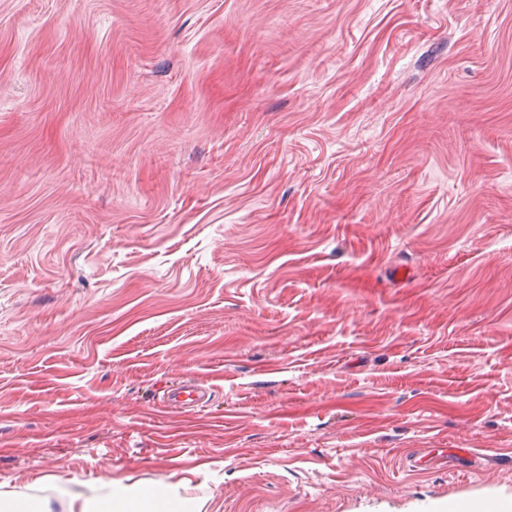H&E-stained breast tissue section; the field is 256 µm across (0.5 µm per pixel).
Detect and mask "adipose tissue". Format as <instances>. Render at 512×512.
<instances>
[{"instance_id":"adipose-tissue-1","label":"adipose tissue","mask_w":512,"mask_h":512,"mask_svg":"<svg viewBox=\"0 0 512 512\" xmlns=\"http://www.w3.org/2000/svg\"><path fill=\"white\" fill-rule=\"evenodd\" d=\"M183 483H169L160 488L106 483L101 494L67 493L59 497L34 500L32 508L16 512H201V504L184 494Z\"/></svg>"}]
</instances>
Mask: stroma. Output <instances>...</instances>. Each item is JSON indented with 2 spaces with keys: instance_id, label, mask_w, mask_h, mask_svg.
<instances>
[{
  "instance_id": "obj_1",
  "label": "stroma",
  "mask_w": 512,
  "mask_h": 512,
  "mask_svg": "<svg viewBox=\"0 0 512 512\" xmlns=\"http://www.w3.org/2000/svg\"><path fill=\"white\" fill-rule=\"evenodd\" d=\"M47 473L512 503V0H0V507Z\"/></svg>"
}]
</instances>
